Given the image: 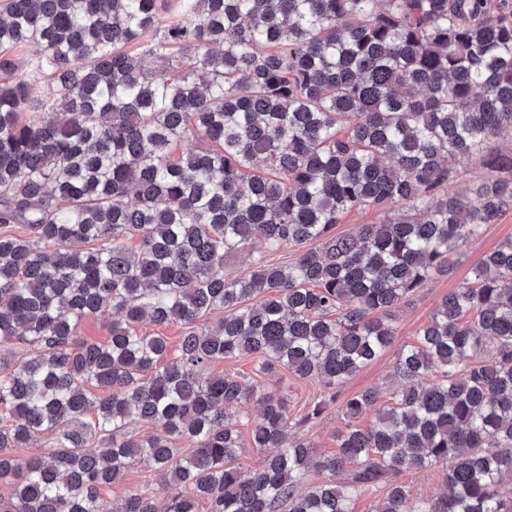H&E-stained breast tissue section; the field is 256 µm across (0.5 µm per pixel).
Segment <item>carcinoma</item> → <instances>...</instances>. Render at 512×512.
Masks as SVG:
<instances>
[{
  "label": "carcinoma",
  "instance_id": "obj_1",
  "mask_svg": "<svg viewBox=\"0 0 512 512\" xmlns=\"http://www.w3.org/2000/svg\"><path fill=\"white\" fill-rule=\"evenodd\" d=\"M28 45L26 71L0 61V351L26 348L0 367V512H100L133 466L164 481L120 512H354L373 488L377 512H512V240L400 351L389 402L343 403L336 453L291 437L512 208L507 3L7 0L0 49ZM473 159L488 174L455 189ZM370 207L395 218L334 234ZM244 249L250 271L228 277ZM91 316L112 317L102 341L79 336ZM145 319L186 331L172 346ZM242 355L258 378L211 370ZM282 371L321 386L293 423L263 381ZM243 420L262 454L246 477ZM45 433L39 456L6 452ZM433 466L440 494L398 480ZM312 468L326 478L304 492Z\"/></svg>",
  "mask_w": 512,
  "mask_h": 512
}]
</instances>
